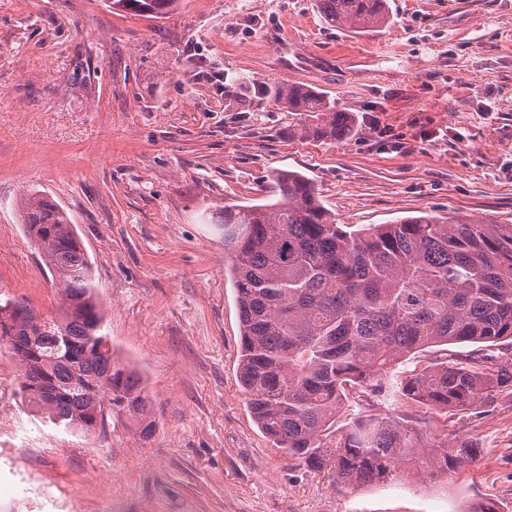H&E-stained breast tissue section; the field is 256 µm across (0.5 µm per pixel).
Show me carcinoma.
Instances as JSON below:
<instances>
[{
  "label": "carcinoma",
  "instance_id": "carcinoma-1",
  "mask_svg": "<svg viewBox=\"0 0 512 512\" xmlns=\"http://www.w3.org/2000/svg\"><path fill=\"white\" fill-rule=\"evenodd\" d=\"M324 19L359 32L389 21L386 0H316ZM113 10L164 15L178 0H109ZM297 113L294 132L342 141L350 113L318 90L282 80L265 89ZM278 199L226 207L217 220L240 318L239 382L262 433L342 486L446 474L472 463L466 440L430 437L411 420L362 414L334 429L349 392L378 388L403 358L432 346L479 344L499 354L447 353L401 382L429 409L483 412L512 390V224L423 212L390 224H339L313 183L274 176ZM29 240L62 293L57 315L0 303V341L20 369L28 405L67 432L104 433L124 418L143 439L156 429L142 377L115 360L103 333L93 268L68 213L37 192L21 204ZM112 412L96 411V401Z\"/></svg>",
  "mask_w": 512,
  "mask_h": 512
}]
</instances>
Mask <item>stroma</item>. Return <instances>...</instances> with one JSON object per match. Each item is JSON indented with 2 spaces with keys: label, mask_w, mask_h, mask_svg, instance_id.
<instances>
[{
  "label": "stroma",
  "mask_w": 512,
  "mask_h": 512,
  "mask_svg": "<svg viewBox=\"0 0 512 512\" xmlns=\"http://www.w3.org/2000/svg\"><path fill=\"white\" fill-rule=\"evenodd\" d=\"M369 32L328 24L316 0H180L160 18L105 0H0V301L56 314L60 294L19 212L39 192L72 219L93 266L105 331L142 376L156 430L125 420L69 433L24 400L0 342V512H512V394L480 414L444 413L395 385L363 411L419 421L479 448L474 463L419 481L342 487L261 432L238 377L236 293L225 206L275 200L271 176L305 174L343 224L433 211L512 220V0H388ZM320 63L292 66L289 37ZM348 48L356 72L333 58ZM350 112L356 133L294 134L263 95L301 82Z\"/></svg>",
  "instance_id": "stroma-1"
}]
</instances>
